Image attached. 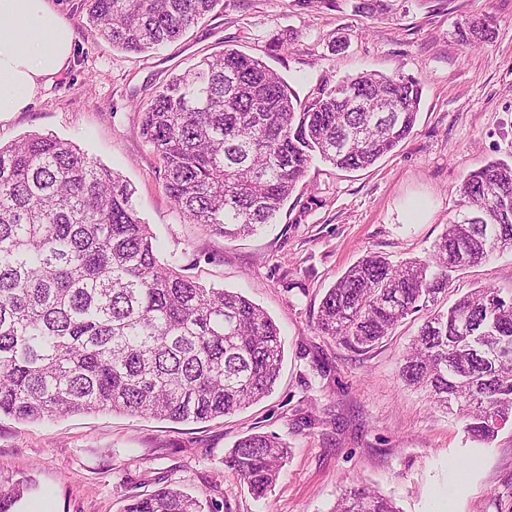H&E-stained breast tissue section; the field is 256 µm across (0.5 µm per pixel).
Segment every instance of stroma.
I'll list each match as a JSON object with an SVG mask.
<instances>
[{
	"label": "stroma",
	"mask_w": 512,
	"mask_h": 512,
	"mask_svg": "<svg viewBox=\"0 0 512 512\" xmlns=\"http://www.w3.org/2000/svg\"><path fill=\"white\" fill-rule=\"evenodd\" d=\"M220 0L177 42L144 53L112 47L86 25L84 0H53L74 28L68 66L21 111L0 118V143L30 133L71 141L122 174L162 258L214 288L237 291L281 329L273 393L206 423L127 413H72L40 422L0 415V484L30 482L29 506L122 512L130 497L174 485L205 512H332L352 484L399 512H512V427L480 444L398 367L424 320L408 317L375 349L354 353L315 329L328 288L365 253L426 258L459 202L464 177L512 161V0ZM486 15L494 34L471 46L459 31ZM235 48L278 72L300 103L362 72L418 78L415 127L357 171L313 160L272 224L227 240L186 222L163 185L139 113L176 74ZM512 289V252L460 273L446 304L477 287ZM290 448L266 498H254L224 456L246 433Z\"/></svg>",
	"instance_id": "1"
}]
</instances>
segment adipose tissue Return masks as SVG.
I'll return each mask as SVG.
<instances>
[{
	"label": "adipose tissue",
	"mask_w": 512,
	"mask_h": 512,
	"mask_svg": "<svg viewBox=\"0 0 512 512\" xmlns=\"http://www.w3.org/2000/svg\"><path fill=\"white\" fill-rule=\"evenodd\" d=\"M73 49V30L51 0H0V115L29 104Z\"/></svg>",
	"instance_id": "obj_1"
}]
</instances>
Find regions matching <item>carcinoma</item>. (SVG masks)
<instances>
[{"label":"carcinoma","instance_id":"carcinoma-1","mask_svg":"<svg viewBox=\"0 0 512 512\" xmlns=\"http://www.w3.org/2000/svg\"><path fill=\"white\" fill-rule=\"evenodd\" d=\"M219 0H85L90 31L145 52L177 40ZM494 34L479 19L469 45ZM415 77L363 72L302 105L266 64L237 49L176 75L140 110L139 133L161 161L179 213L228 239L271 223L313 158L341 170L376 163L411 133ZM119 173L53 135L0 144V414L35 422L127 412L203 423L272 393L284 357L258 305L206 287L160 260ZM459 210L425 260L369 252L327 290L316 330L369 352L409 315L428 316L399 379L488 443L512 425V292L477 288L436 308L453 274L512 251V164L491 161L459 187ZM278 437L240 438L225 463L258 497L288 459ZM25 489H0L13 512ZM124 512H204L174 487L133 496ZM333 512H398L365 485Z\"/></svg>","mask_w":512,"mask_h":512}]
</instances>
